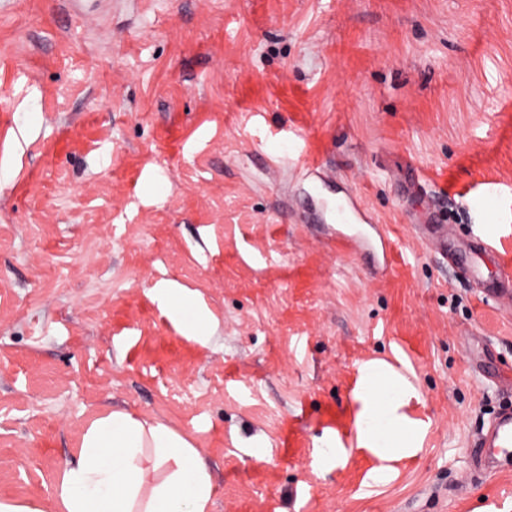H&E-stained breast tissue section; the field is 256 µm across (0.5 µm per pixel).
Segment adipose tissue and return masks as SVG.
Wrapping results in <instances>:
<instances>
[{"instance_id":"adipose-tissue-1","label":"adipose tissue","mask_w":512,"mask_h":512,"mask_svg":"<svg viewBox=\"0 0 512 512\" xmlns=\"http://www.w3.org/2000/svg\"><path fill=\"white\" fill-rule=\"evenodd\" d=\"M361 447L407 455L421 428L402 412L415 393L382 363L361 369ZM216 483L198 448L165 423L115 410L85 430L78 458L59 472L53 497L60 512H212Z\"/></svg>"}]
</instances>
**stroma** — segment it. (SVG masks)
<instances>
[{"label": "stroma", "instance_id": "35a3bbf8", "mask_svg": "<svg viewBox=\"0 0 512 512\" xmlns=\"http://www.w3.org/2000/svg\"><path fill=\"white\" fill-rule=\"evenodd\" d=\"M349 194L385 266L337 250ZM422 210L512 274V0H0V499L59 512L125 409L199 448L213 512H512V457L477 450L512 308ZM372 359L419 391L413 455L357 444Z\"/></svg>", "mask_w": 512, "mask_h": 512}]
</instances>
